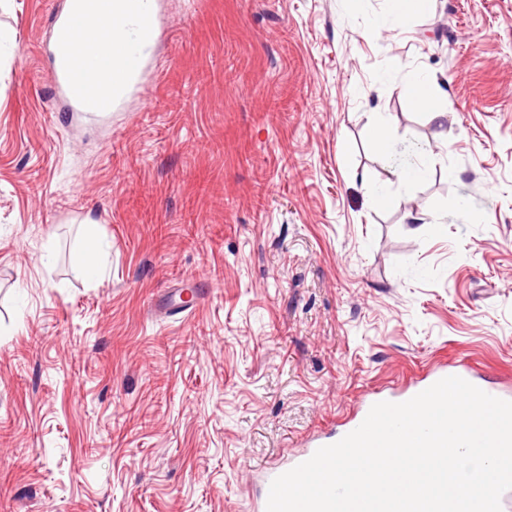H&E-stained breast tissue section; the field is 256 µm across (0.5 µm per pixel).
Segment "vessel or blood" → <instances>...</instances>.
<instances>
[{
	"label": "vessel or blood",
	"instance_id": "1",
	"mask_svg": "<svg viewBox=\"0 0 512 512\" xmlns=\"http://www.w3.org/2000/svg\"><path fill=\"white\" fill-rule=\"evenodd\" d=\"M83 20V15L74 11L66 16H57L54 21L58 33L54 44L53 81L71 110L92 115L96 112L97 102L91 93L100 80V72L92 67L73 65L70 58V50L77 40V32ZM449 376H458L467 381L472 378L468 364L465 360L459 359L428 372L416 381L411 389L395 395L394 400L398 403L407 401L440 379Z\"/></svg>",
	"mask_w": 512,
	"mask_h": 512
}]
</instances>
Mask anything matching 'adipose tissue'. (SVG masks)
Returning a JSON list of instances; mask_svg holds the SVG:
<instances>
[{
  "mask_svg": "<svg viewBox=\"0 0 512 512\" xmlns=\"http://www.w3.org/2000/svg\"><path fill=\"white\" fill-rule=\"evenodd\" d=\"M82 2L87 7L85 17L90 33L79 42L76 61L82 65L98 62L94 47L103 42L111 43L112 61L107 71L109 79L101 86V103L108 110L137 74L133 67L135 50L151 46L150 41L142 37L141 20L152 11L153 0H112V8L107 12L96 9V0Z\"/></svg>",
  "mask_w": 512,
  "mask_h": 512,
  "instance_id": "1",
  "label": "adipose tissue"
}]
</instances>
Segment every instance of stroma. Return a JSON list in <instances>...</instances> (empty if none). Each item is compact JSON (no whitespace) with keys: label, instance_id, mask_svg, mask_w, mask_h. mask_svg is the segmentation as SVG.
<instances>
[{"label":"stroma","instance_id":"1","mask_svg":"<svg viewBox=\"0 0 512 512\" xmlns=\"http://www.w3.org/2000/svg\"><path fill=\"white\" fill-rule=\"evenodd\" d=\"M155 3L131 94L86 117L52 87L65 0L0 11V512H252L374 389L460 358L512 384V0L405 31L385 0ZM381 119L438 148L385 209ZM414 102L426 111L432 120H443L448 116V97L444 92L431 90V78L420 73L409 89ZM84 241L72 256L75 265L81 267L87 277L96 278L101 271V247L98 237V224L88 221L83 225Z\"/></svg>","mask_w":512,"mask_h":512}]
</instances>
